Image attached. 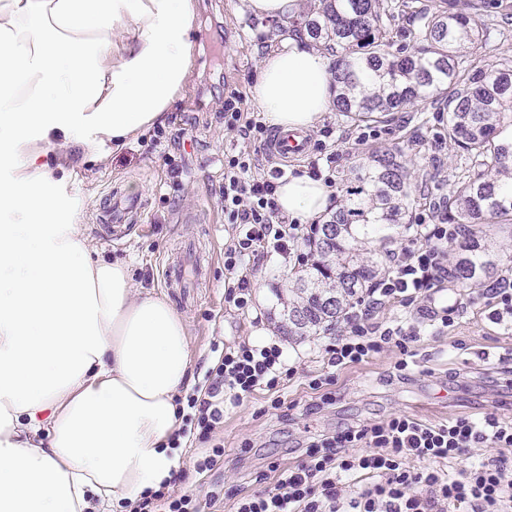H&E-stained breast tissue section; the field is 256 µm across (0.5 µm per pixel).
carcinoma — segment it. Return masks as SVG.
<instances>
[{
	"label": "carcinoma",
	"mask_w": 512,
	"mask_h": 512,
	"mask_svg": "<svg viewBox=\"0 0 512 512\" xmlns=\"http://www.w3.org/2000/svg\"><path fill=\"white\" fill-rule=\"evenodd\" d=\"M317 8L289 21L293 31L336 53L331 68L336 110L358 123H381L427 98L446 114L441 138L469 161L468 175L429 199L440 220L467 228L453 246L454 275L465 288H481L498 267V253L483 230L512 224V66L486 67L462 55L484 42L489 6L512 18V0H434L412 11L409 50L394 40L406 0H317ZM400 150L375 153L355 171L346 200L319 225L313 260L295 271L282 319L292 336H314L347 315L376 278L398 230L409 226L422 195Z\"/></svg>",
	"instance_id": "1"
}]
</instances>
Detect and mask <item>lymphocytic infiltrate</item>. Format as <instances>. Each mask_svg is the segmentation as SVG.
Returning <instances> with one entry per match:
<instances>
[{
	"label": "lymphocytic infiltrate",
	"mask_w": 512,
	"mask_h": 512,
	"mask_svg": "<svg viewBox=\"0 0 512 512\" xmlns=\"http://www.w3.org/2000/svg\"><path fill=\"white\" fill-rule=\"evenodd\" d=\"M224 127L247 142H262L267 127L243 107L240 93L224 102ZM285 176L282 168L260 171L256 157L243 150L224 157V216L233 226L224 247L229 284L224 301L248 309L251 283L248 264L268 252L305 263L303 252L313 232L279 211L275 191ZM455 224H417L392 256L388 273L366 290L363 308L349 312L345 332L322 349L323 368L309 376L308 388L318 393L313 409L331 403L338 370L394 350V369L412 368V345L420 335L415 317L386 322L372 319L373 309L390 301L420 304L447 282L450 247L458 240ZM281 344L236 341L225 345L220 361L207 372L209 385L187 398L170 447L181 437L198 434L211 448L196 459V473L223 464L224 448L215 436L224 426L226 410L238 407L257 392L271 393V408H280L285 386L296 375ZM478 448L489 456L475 458ZM270 486L241 498L235 512H512V421L493 414L480 419L457 417L431 424L405 414L362 426L348 427L309 441L301 462L284 466L270 462ZM360 477L361 486L343 484L342 475ZM131 512H201L190 494L174 495L169 484L146 491Z\"/></svg>",
	"instance_id": "1"
}]
</instances>
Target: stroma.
I'll list each match as a JSON object with an SVG mask.
<instances>
[{"label": "stroma", "instance_id": "1", "mask_svg": "<svg viewBox=\"0 0 512 512\" xmlns=\"http://www.w3.org/2000/svg\"><path fill=\"white\" fill-rule=\"evenodd\" d=\"M199 29L191 47L193 78L165 124L143 130L109 161L85 160L67 185L84 219L86 236L107 261L125 262L135 290L166 295L189 334V387L203 386L205 372L225 342L252 339L257 332L282 339L298 372L282 392L280 409L257 394L224 417V466L208 476L196 474L193 458L203 451L198 438L183 449L175 493L203 496L213 489L224 496V512H234L241 497L259 489L258 478L271 461L300 460L307 437L353 423L378 422L408 413L438 423L456 416L494 413L512 418V385L499 368L512 361V333L494 323L489 307L471 302L456 282H448L429 300L438 307L456 305L453 327L442 329L421 319L414 350L417 367L404 377L393 369L395 352L338 371L336 400L311 413L308 375L320 371V350L333 334L282 335L279 295L287 293L294 264L276 253L254 263L252 301L239 311L224 301V244L231 227L224 220V156L238 151L242 139L224 128V100L231 92H249L257 72L258 47L286 43L276 20H260L240 9V0H199ZM442 115L431 101L391 115L387 122L355 125L340 112L326 114L309 131L306 156L289 162L308 168L321 151L336 155L334 201L345 198L347 177L362 158L384 148L403 149L417 176L449 188L465 176L468 164L458 149L439 140ZM366 132V145L353 148L349 138ZM140 197L144 211L121 237L109 239L99 221L111 189ZM182 256L189 286L184 294L166 292L162 269Z\"/></svg>", "mask_w": 512, "mask_h": 512}]
</instances>
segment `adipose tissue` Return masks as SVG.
I'll return each mask as SVG.
<instances>
[{"label": "adipose tissue", "mask_w": 512, "mask_h": 512, "mask_svg": "<svg viewBox=\"0 0 512 512\" xmlns=\"http://www.w3.org/2000/svg\"><path fill=\"white\" fill-rule=\"evenodd\" d=\"M197 18V0H0V512H122L179 467L187 326L95 257L66 184L71 147L106 160L183 99ZM252 97L268 126L314 129L324 50L267 48ZM276 203L302 224L334 207L306 172Z\"/></svg>", "instance_id": "obj_1"}]
</instances>
